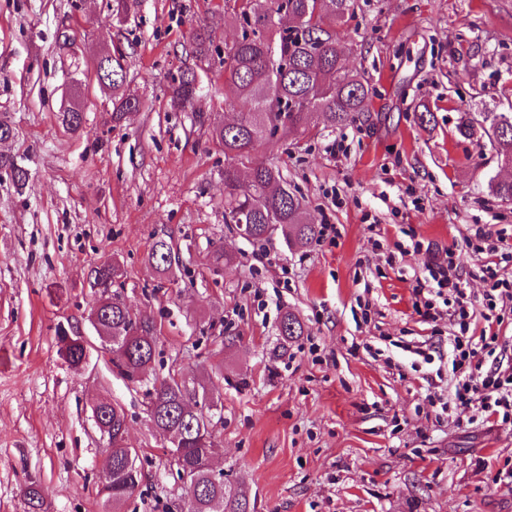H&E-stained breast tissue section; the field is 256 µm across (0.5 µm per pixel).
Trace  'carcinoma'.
<instances>
[{
    "label": "carcinoma",
    "mask_w": 512,
    "mask_h": 512,
    "mask_svg": "<svg viewBox=\"0 0 512 512\" xmlns=\"http://www.w3.org/2000/svg\"><path fill=\"white\" fill-rule=\"evenodd\" d=\"M356 0H239L236 17L243 34L232 47H224V87L232 98L250 104V111L239 116L232 126L219 125L212 139L224 151V219L227 224H248L246 238L265 241L276 233L288 245L305 244L316 234L315 225L305 218L303 200L291 191L279 167L254 161L257 147L271 132L282 138L294 129L320 122L343 127L359 120L374 88L343 64V48L335 27L355 11ZM112 70V89L126 77L124 56L117 52L106 59ZM197 94L194 72L184 70L173 80L170 106L184 110ZM112 121L119 123L137 110L132 98L112 100ZM61 125L71 132L82 125V113L72 107L60 112ZM482 130L494 146L501 167H512V114H488L478 120L467 114L460 117L458 134L463 138ZM0 170L9 172L13 183L25 187L29 173L13 157L0 154ZM490 188L497 198L512 202V180L493 178ZM148 264L159 274H169L180 266L179 251L172 239H158L148 255ZM122 277L119 266L104 262L90 270L92 288H118ZM94 328L104 332L137 330L138 335L112 340V364L119 374L132 377L150 368L156 352L157 328L150 319L130 314L118 292L101 299L95 306ZM302 323L286 312L280 320L283 340L301 335ZM148 413L156 432L164 437L182 435L179 456L171 459L177 475H186L184 496L200 490L190 504L194 512H253L240 486L213 482L203 468L213 446V415L191 409L204 404L207 392L197 393L186 383L170 376L147 390ZM92 411L98 413L112 440L103 463L100 494L112 512L122 506L138 488L143 473L126 468L124 460L136 449L122 446L118 439L123 408L114 402L100 401Z\"/></svg>",
    "instance_id": "carcinoma-1"
}]
</instances>
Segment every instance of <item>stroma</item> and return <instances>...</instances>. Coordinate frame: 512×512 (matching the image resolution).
<instances>
[{
	"instance_id": "stroma-1",
	"label": "stroma",
	"mask_w": 512,
	"mask_h": 512,
	"mask_svg": "<svg viewBox=\"0 0 512 512\" xmlns=\"http://www.w3.org/2000/svg\"><path fill=\"white\" fill-rule=\"evenodd\" d=\"M235 0H0V117L14 135L0 153L29 171L23 190L0 173V512H107L99 493L108 439L92 407L114 401L144 474L123 512H181L167 442L149 422L145 388L113 367L88 316L90 268L123 271L129 307L158 328L151 379L178 370L208 383L216 464L243 483L254 512H512V423L439 415L425 375L454 373L448 319L421 320L413 286L453 250L481 295L482 258L465 239L483 224L512 246V203L493 196L507 177L487 138H461L463 113H512V0H357L338 27L349 70L377 91L356 124L265 140L257 160L278 165L310 223L334 241L251 242L224 220V153L212 129L230 112L218 56L200 60L205 26L223 48L240 32ZM122 52L123 96L140 108L112 121L94 77ZM198 76L193 110L172 111L170 85ZM83 113L78 131L58 112ZM433 119L422 125L421 111ZM345 151L331 155L329 144ZM181 250L159 278L146 257L158 238ZM422 242L414 251L413 242ZM231 263L218 261L219 251ZM294 313L304 332L282 342ZM90 342L70 366L58 327ZM434 348L439 365L412 347Z\"/></svg>"
}]
</instances>
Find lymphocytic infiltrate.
I'll return each mask as SVG.
<instances>
[{
	"label": "lymphocytic infiltrate",
	"instance_id": "obj_1",
	"mask_svg": "<svg viewBox=\"0 0 512 512\" xmlns=\"http://www.w3.org/2000/svg\"><path fill=\"white\" fill-rule=\"evenodd\" d=\"M472 239L486 242L482 264L485 288L479 302L469 300L466 286L453 259L432 260L427 275L413 289L416 313L427 322L445 317L458 328L449 340L451 364L457 379L447 397L432 396L441 413L460 408L472 410L480 420L493 417L512 419V368L490 367L488 356L500 340L503 317L497 312L498 299H512V281L502 278L499 246L489 244V231L474 225Z\"/></svg>",
	"mask_w": 512,
	"mask_h": 512
}]
</instances>
